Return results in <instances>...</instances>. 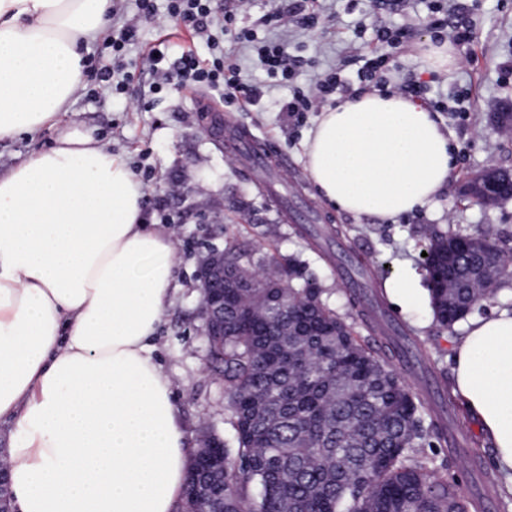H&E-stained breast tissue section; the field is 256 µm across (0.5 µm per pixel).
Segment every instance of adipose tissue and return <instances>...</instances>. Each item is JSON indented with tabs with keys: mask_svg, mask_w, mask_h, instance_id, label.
<instances>
[{
	"mask_svg": "<svg viewBox=\"0 0 512 512\" xmlns=\"http://www.w3.org/2000/svg\"><path fill=\"white\" fill-rule=\"evenodd\" d=\"M112 0H0V141L52 131L0 173V420L13 512H175L189 452L153 338L180 284L171 233L93 131L66 122ZM327 203L377 221L429 206L451 134L398 93L323 109L303 145ZM453 396L512 491V312L454 340Z\"/></svg>",
	"mask_w": 512,
	"mask_h": 512,
	"instance_id": "1",
	"label": "adipose tissue"
}]
</instances>
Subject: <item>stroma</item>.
<instances>
[{
	"instance_id": "stroma-1",
	"label": "stroma",
	"mask_w": 512,
	"mask_h": 512,
	"mask_svg": "<svg viewBox=\"0 0 512 512\" xmlns=\"http://www.w3.org/2000/svg\"><path fill=\"white\" fill-rule=\"evenodd\" d=\"M455 5V19L473 20L474 37L470 45L459 48L462 64L448 75L428 70L421 57L420 43L432 37L422 0L405 11L394 0H319L324 27L314 34L264 26L262 16L287 8L288 0H254L243 24L261 41L287 38L298 62L293 79L268 76L249 48L228 40L224 49L242 76L258 88V101L240 110L226 106L211 92L203 97L223 111L231 127L259 137L269 173L287 170L289 179L275 200L217 148L192 93L159 88L160 77L152 73L144 45L165 40L172 58L188 49L203 57L211 54L206 39L192 35L175 20H164L159 28H142L138 41L126 46L123 67L116 74L128 82L125 95H111L88 79L83 92L74 96L73 119L127 162L145 187L143 208L149 222L168 227L177 240V276L183 287L165 315L156 347L172 381L189 446H196L203 426L227 441L234 434L224 386L205 367L206 342L194 278L205 247L222 248L231 241L259 258L273 255L284 265H304L329 293L331 306L354 323L360 316L347 301L349 273L352 259L361 258L366 273L360 281L367 298L380 302L397 325L403 345L416 357V373L405 382L423 398L428 412H437L435 392L451 388L449 340L464 335L466 324L460 321L440 329L428 297L402 311L386 299L381 285L408 268L423 273L422 247L435 230L477 235L490 228L503 242L512 243V200L482 207L458 193L463 181L487 166L512 170V134L504 133L493 119L494 112L512 104V73L500 69L503 61L512 59V0H455ZM378 16L408 29L410 38L404 47L373 43L371 25ZM371 54L390 58L384 71L388 85L427 83L429 90L421 98L426 106L437 101L450 106L458 90L468 91L466 111L448 109L433 115L453 134L455 168L446 190L429 207L387 224L355 217L322 200L303 164L302 144L316 115L307 112L294 119L281 110L294 92L307 88L315 73L336 68L348 57ZM141 98L150 100L148 110H137ZM448 423L463 434V441L454 448L436 445L427 453L441 464L450 483L476 497L486 492L488 477L496 473L493 450L464 408H457Z\"/></svg>"
}]
</instances>
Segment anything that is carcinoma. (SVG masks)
<instances>
[{
  "label": "carcinoma",
  "instance_id": "carcinoma-1",
  "mask_svg": "<svg viewBox=\"0 0 512 512\" xmlns=\"http://www.w3.org/2000/svg\"><path fill=\"white\" fill-rule=\"evenodd\" d=\"M482 237L446 270L453 290L429 288L445 329L497 291L500 280L482 285L479 271L512 249ZM465 242L429 237L425 266ZM224 257L235 287L224 289V335L207 340V369L224 382L234 447L220 449L222 471L193 460L181 512H482L424 454L453 442L444 418L422 417L393 347L356 336L301 265L290 278L273 258L257 271L234 243Z\"/></svg>",
  "mask_w": 512,
  "mask_h": 512
}]
</instances>
